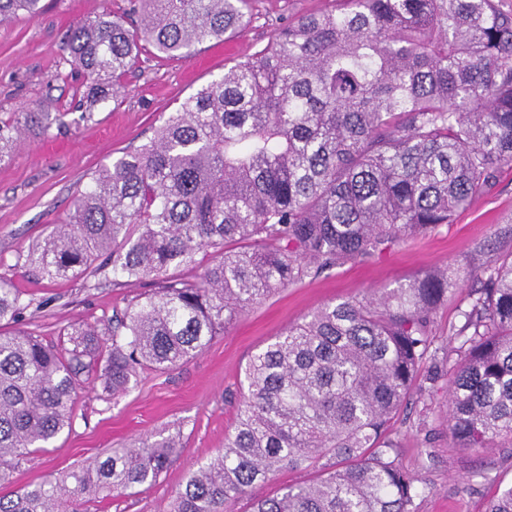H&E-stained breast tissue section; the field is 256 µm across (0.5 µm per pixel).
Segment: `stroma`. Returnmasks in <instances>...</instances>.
<instances>
[{
  "label": "stroma",
  "instance_id": "obj_1",
  "mask_svg": "<svg viewBox=\"0 0 512 512\" xmlns=\"http://www.w3.org/2000/svg\"><path fill=\"white\" fill-rule=\"evenodd\" d=\"M126 5V0H41L39 14H21L0 25V118L27 110L64 115V127L53 129L51 138L27 132L12 160L0 164V282L31 302L22 314V328L48 341H58L73 322L107 323L113 311L123 310L130 297L150 292L151 285L89 288L81 279L52 282L32 274L22 254L55 225L66 223L73 199L100 165L145 143L167 113L223 75L226 66L261 50L289 20L329 9L333 0H252L243 31L199 46L188 60L142 49L125 79L124 95L83 120L74 108L84 91L83 78L58 76L62 42L71 25ZM509 224L512 169L505 167L453 223L270 295L189 362L163 373L144 372L137 385L115 396L105 395L94 377L84 378L76 390L71 430L48 452L22 461L10 483L0 485V496L163 429L179 435L181 448L159 481L131 495L97 498L87 508L170 512L185 475L223 449L236 417L233 397L252 354L325 303L380 293L444 267L456 273L459 286L434 317L432 352L437 361L455 364L463 342L458 334L462 313L478 286L476 274L512 253V238L497 235ZM447 399L445 384H438L426 401L410 402L392 422L399 461L422 489L412 512H485L488 500L512 485V449L457 448L446 423Z\"/></svg>",
  "mask_w": 512,
  "mask_h": 512
}]
</instances>
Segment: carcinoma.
I'll list each match as a JSON object with an SVG mask.
<instances>
[{
    "instance_id": "obj_1",
    "label": "carcinoma",
    "mask_w": 512,
    "mask_h": 512,
    "mask_svg": "<svg viewBox=\"0 0 512 512\" xmlns=\"http://www.w3.org/2000/svg\"><path fill=\"white\" fill-rule=\"evenodd\" d=\"M250 0H128L72 26L62 64L90 80L87 108L116 99L142 45L188 59L241 29ZM224 67L146 143L90 176L69 220L25 264L50 281L149 280L112 324L75 323L53 344L0 332V485L74 422L90 367L129 391L201 353L252 305L307 277L449 224L512 168V10L501 0H335ZM40 0H0V25ZM62 115L0 119V161ZM212 260L198 266L200 252ZM200 268L192 278L184 268ZM112 278H106L107 274ZM457 287L448 270L362 300L327 303L249 358L224 450L185 476L173 512H231L277 472L313 470L252 512H411L418 479L397 461L392 419L431 355V324ZM31 302L0 284V322ZM446 380L464 450L512 448V255L463 312ZM179 441L160 431L0 496V512H80L103 492L153 485ZM486 512H512V486Z\"/></svg>"
}]
</instances>
